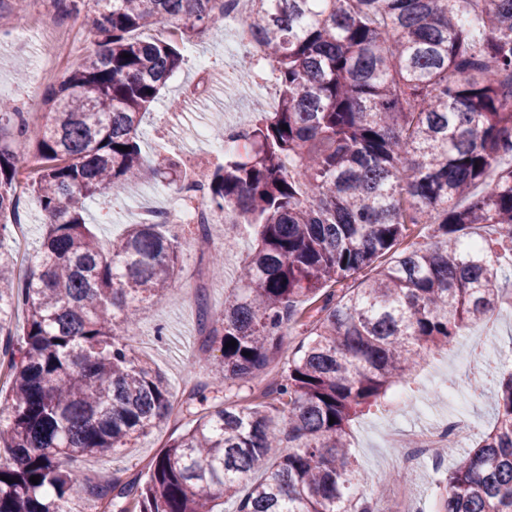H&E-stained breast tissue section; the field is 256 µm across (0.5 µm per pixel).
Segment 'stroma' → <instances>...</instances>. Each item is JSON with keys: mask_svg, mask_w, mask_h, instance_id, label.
Masks as SVG:
<instances>
[{"mask_svg": "<svg viewBox=\"0 0 512 512\" xmlns=\"http://www.w3.org/2000/svg\"><path fill=\"white\" fill-rule=\"evenodd\" d=\"M245 50L233 27L221 26L197 38L186 50L188 60L182 70L162 90L159 99L151 106L143 124L141 146L149 153H173L188 161L191 167L212 166L223 162V153L217 152L214 142L202 141L194 131L200 126L226 125L225 109L216 102L206 105H190L181 122H173L170 113L172 100L183 98L185 88L192 83L199 61H206L216 74H223L225 64L244 65ZM42 40L37 31L0 32V100L22 108L29 120L45 122L48 109L41 102L46 86L40 76ZM26 61L29 77L19 81L16 66ZM159 182L146 178L131 185L113 206L92 205L91 222L96 233L103 238L120 237L128 225L137 223L141 208L163 207L175 196L174 189L159 190ZM44 220L36 199L23 194L20 204V221L24 226L23 237H9L0 242L4 248L15 251L20 263H27L38 247L40 225ZM167 232L175 236L183 246V263L180 285L166 292L139 315L140 334L136 341L138 350L146 353L155 368L169 380L174 402H182L198 382L216 386L219 382L211 370L214 352L201 349L203 337L199 327L198 298L206 296L211 308L224 305V293L231 288L237 276L238 266L252 246V237L244 231L228 230L216 234L214 247L224 255V273L220 276L209 272V258L192 248L196 227L192 224H170ZM194 364L193 382H186L185 367ZM486 368L498 373L497 362H483L470 350L455 345L447 353L434 356L428 366L414 378L413 389H432L438 374L453 377L457 381L456 397L470 406L468 419L487 428L495 419L491 394H472L465 379L469 370ZM455 407L448 401L418 400L412 409L395 413L392 407L362 416L353 426V450L369 476L363 488L364 494L378 501L381 512H395L396 485L390 483L387 474L393 466L395 449L384 447L383 434L390 424L409 430L430 413H452ZM167 432L155 431L132 442L129 447L115 453L95 458H80L74 463L85 477L94 484H106L113 478L129 480L144 472L150 460L161 450Z\"/></svg>", "mask_w": 512, "mask_h": 512, "instance_id": "obj_1", "label": "stroma"}]
</instances>
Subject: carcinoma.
<instances>
[{
	"instance_id": "carcinoma-1",
	"label": "carcinoma",
	"mask_w": 512,
	"mask_h": 512,
	"mask_svg": "<svg viewBox=\"0 0 512 512\" xmlns=\"http://www.w3.org/2000/svg\"><path fill=\"white\" fill-rule=\"evenodd\" d=\"M52 2L82 19L93 48L45 88L50 122L0 101V217L19 209L25 165L8 129L39 162L25 190L49 219L23 275L0 248V512H63L84 495L103 512H223L227 500L236 512H376L355 493L351 423L406 387L427 354L512 306L497 286L499 250L512 252V0H253L237 21L266 47L281 96L239 123L250 155L201 173L206 205L255 234L224 307L200 299L202 349L218 347L230 391L282 354L299 307L310 321L276 379L245 398L217 388L201 412L191 403L207 400L206 385L176 407L133 346L142 304L178 287L181 244L160 224L105 244L85 214L148 174L181 175L180 157L148 164L139 130L185 63L184 36L223 24L224 0ZM151 27L160 35L142 37ZM411 224L433 242L374 269ZM475 224L496 239L468 246ZM494 406L492 428L448 450L440 512H512V364ZM179 417L186 427L143 481L92 489L72 467Z\"/></svg>"
}]
</instances>
